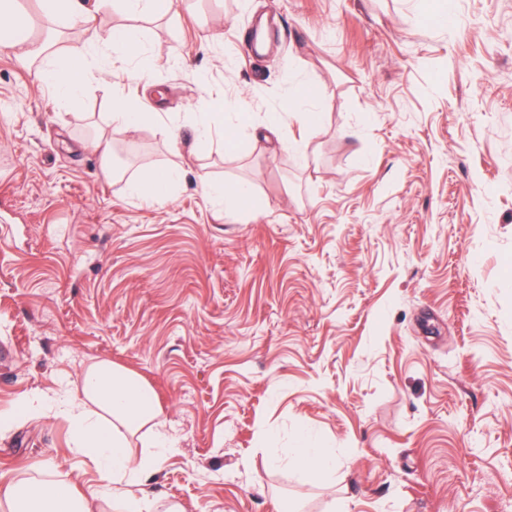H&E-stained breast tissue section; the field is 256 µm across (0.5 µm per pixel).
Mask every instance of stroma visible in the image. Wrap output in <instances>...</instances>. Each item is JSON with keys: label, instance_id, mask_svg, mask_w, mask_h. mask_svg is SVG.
Returning a JSON list of instances; mask_svg holds the SVG:
<instances>
[{"label": "stroma", "instance_id": "35a3bbf8", "mask_svg": "<svg viewBox=\"0 0 512 512\" xmlns=\"http://www.w3.org/2000/svg\"><path fill=\"white\" fill-rule=\"evenodd\" d=\"M153 64L63 102L0 49V477L94 466L58 406L97 360L156 392L178 447L142 486L157 512H512V0H172L130 16ZM300 83L328 87L317 124ZM118 96L146 124L93 147ZM240 102L237 145L193 115ZM282 123L269 131L272 114ZM144 168H178L157 202ZM250 181L226 209L207 182ZM333 449L308 476L301 435ZM179 177L176 169H147L129 182V192L140 200L158 201L169 196ZM289 462L312 474H319L335 466L333 453L309 439L300 440L289 452Z\"/></svg>", "mask_w": 512, "mask_h": 512}]
</instances>
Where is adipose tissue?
Instances as JSON below:
<instances>
[{
	"mask_svg": "<svg viewBox=\"0 0 512 512\" xmlns=\"http://www.w3.org/2000/svg\"><path fill=\"white\" fill-rule=\"evenodd\" d=\"M112 51L122 53L137 72L151 63L143 42L130 29L116 26L92 33L80 54L47 53L39 79L62 101L76 100L94 63ZM179 177L175 169H147L130 181L129 192L140 200L158 201L169 196ZM62 406L72 422L73 451L93 463L99 494L111 501L113 512H155L151 498L128 496L130 487L140 485L175 448L153 388L136 373L103 360L84 370L77 396L64 397ZM145 429L151 433L149 447L131 448V437ZM2 503L8 512H92L89 500L66 477L50 483H0Z\"/></svg>",
	"mask_w": 512,
	"mask_h": 512,
	"instance_id": "ef3b65f1",
	"label": "adipose tissue"
}]
</instances>
